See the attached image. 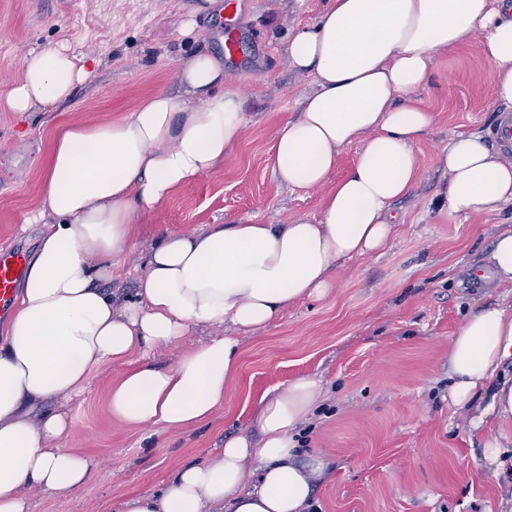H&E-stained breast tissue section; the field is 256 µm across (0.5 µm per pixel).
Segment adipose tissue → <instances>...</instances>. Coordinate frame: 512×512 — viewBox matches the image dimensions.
Masks as SVG:
<instances>
[{
  "mask_svg": "<svg viewBox=\"0 0 512 512\" xmlns=\"http://www.w3.org/2000/svg\"><path fill=\"white\" fill-rule=\"evenodd\" d=\"M493 66L494 96L512 104V0H329L288 36L290 64L312 90L276 130L271 167L290 191L324 188L318 211L285 224H210L159 231L137 288L114 310L107 288L145 220L191 180L215 170L244 137L250 118L224 86V63L200 51L177 71L180 96L144 97L121 120L58 123L25 219L39 242L0 335V512H29V491L75 492L89 460L60 442L70 435L52 401L81 395L101 367L135 359L113 383L107 406L126 426L181 429L210 420L240 369V336L267 328L289 305L321 299L346 261L382 256L395 233L393 201L419 179L415 146L434 125L419 98L437 55L471 38ZM88 73L51 49L26 54L0 104L27 113L67 101ZM356 148L350 171L333 172ZM448 172L451 213L486 214L512 204V164L472 133L438 155ZM231 333L184 349L159 366L154 351L196 328ZM512 305L469 314L448 346V398L467 407L481 391L486 416L512 424ZM319 385L301 378L265 395L257 437L228 438L207 462H189L159 490L120 512H308L317 470L299 461L298 427L314 414Z\"/></svg>",
  "mask_w": 512,
  "mask_h": 512,
  "instance_id": "1",
  "label": "adipose tissue"
}]
</instances>
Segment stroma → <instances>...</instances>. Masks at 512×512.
<instances>
[{"instance_id": "stroma-1", "label": "stroma", "mask_w": 512, "mask_h": 512, "mask_svg": "<svg viewBox=\"0 0 512 512\" xmlns=\"http://www.w3.org/2000/svg\"><path fill=\"white\" fill-rule=\"evenodd\" d=\"M324 0H239L235 15L206 0H0V98L18 79L25 52L64 49L93 63L90 79L58 107L74 122L118 120L158 89L179 94L176 70L193 51L224 59V86L244 98L251 123L214 171L176 189L147 223L135 226L112 300L133 294L158 229L194 231L209 224H283L315 213L323 188L291 193L269 163L274 132L312 89L287 57L288 33L312 23ZM196 21L193 34L183 32ZM238 41L224 54V25ZM493 69L477 41L438 59L421 98L436 112L416 146L421 176L392 205L403 219L388 251L353 259L334 273L323 299L288 306L268 328L242 337L238 378L211 421L178 432L134 429L112 419L106 394L125 367L100 368L82 397L65 402L69 448L93 464L89 482L66 498L30 495L31 512H119L131 494L163 484L183 463L211 458L227 438L247 432L260 398L300 377L320 383L317 410L301 431L303 463H324L313 485L319 512H512V462L497 469L483 442L498 424L471 426L470 411L448 400V343L477 308L512 304V290L475 285L490 265L491 245L512 206L473 216L439 205L448 173L436 155L457 132L492 131L504 104L492 91ZM50 113L26 118L0 110V246L32 255L35 234L18 227L39 202L52 140Z\"/></svg>"}]
</instances>
